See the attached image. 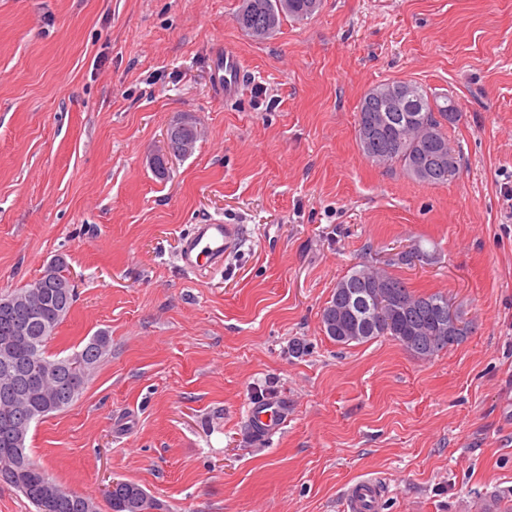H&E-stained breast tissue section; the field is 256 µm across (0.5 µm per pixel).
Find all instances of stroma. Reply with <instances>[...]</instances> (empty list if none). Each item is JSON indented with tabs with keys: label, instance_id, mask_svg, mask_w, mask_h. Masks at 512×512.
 Wrapping results in <instances>:
<instances>
[{
	"label": "stroma",
	"instance_id": "stroma-1",
	"mask_svg": "<svg viewBox=\"0 0 512 512\" xmlns=\"http://www.w3.org/2000/svg\"><path fill=\"white\" fill-rule=\"evenodd\" d=\"M238 4L0 0V295L63 257L77 300L49 353L112 338L29 455L66 489L130 480L168 512H345L368 474L380 512H512V0H322L264 41ZM226 51L248 65L232 99ZM392 80L455 100L448 183L363 154L360 100ZM187 113L204 135L157 173ZM213 218L240 244L182 270L181 237ZM363 263L445 295L471 334L426 361L336 344L320 313ZM261 401L288 421L255 440Z\"/></svg>",
	"mask_w": 512,
	"mask_h": 512
}]
</instances>
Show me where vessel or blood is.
Returning <instances> with one entry per match:
<instances>
[{
	"mask_svg": "<svg viewBox=\"0 0 512 512\" xmlns=\"http://www.w3.org/2000/svg\"><path fill=\"white\" fill-rule=\"evenodd\" d=\"M216 79L225 97H233L244 79V67L233 53H225ZM240 234L238 225L213 220L194 225L180 243L178 260L181 267L196 273L223 267L225 256L236 245ZM288 418L287 403H258L249 410V432L264 438L278 430ZM376 497V485L367 478L357 483L346 499L348 512H370Z\"/></svg>",
	"mask_w": 512,
	"mask_h": 512,
	"instance_id": "1",
	"label": "vessel or blood"
}]
</instances>
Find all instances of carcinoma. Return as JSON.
<instances>
[{
  "instance_id": "1",
  "label": "carcinoma",
  "mask_w": 512,
  "mask_h": 512,
  "mask_svg": "<svg viewBox=\"0 0 512 512\" xmlns=\"http://www.w3.org/2000/svg\"><path fill=\"white\" fill-rule=\"evenodd\" d=\"M321 0H240L234 16L237 25L257 40L270 38L286 17L305 20L319 9ZM411 90L416 107L398 115L397 123L384 112H371L372 103L395 88ZM455 101L447 96L429 95L411 81L395 80L372 88L358 107L357 136L364 154L377 164L395 166L414 180L439 185L448 182L459 168V154L452 148L445 123H453L457 112L450 111ZM178 140L195 147L201 139L198 123L184 116L173 124ZM442 150L449 172L438 173L424 161L428 145ZM40 289L41 313L32 323L29 342L17 352L32 359L40 369H59L42 389L30 393L17 404L0 398V422L15 419L30 410H41L67 397L63 408L72 405L83 393L88 377L111 354L110 336L100 332L69 356L47 354L46 347L54 330L70 312L75 298L74 284L66 261L55 258L44 267L30 286L19 288L12 296L29 299L36 286ZM326 336L338 345L363 343L389 336L401 346L412 343L420 360H430L443 350L458 344L471 332L461 313L452 310L440 293L418 294L386 269L362 264L336 281L333 293L321 312ZM13 440L0 432V485L20 491L36 512H98L94 498L66 490L57 484L30 456L18 460ZM52 495L54 510L46 507V495ZM112 512H161L163 504L141 485L122 481L105 496Z\"/></svg>"
}]
</instances>
